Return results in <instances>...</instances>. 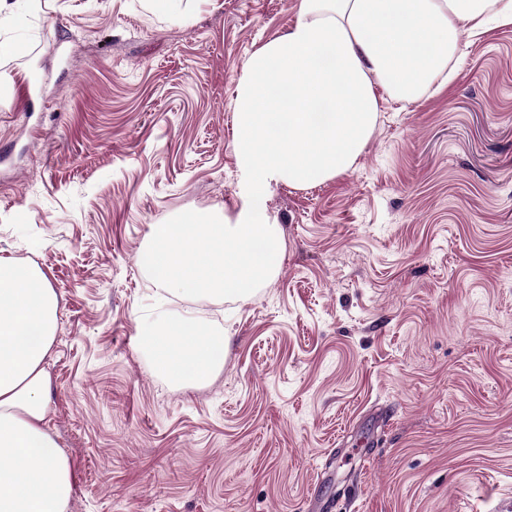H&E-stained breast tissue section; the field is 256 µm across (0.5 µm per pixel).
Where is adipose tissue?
I'll use <instances>...</instances> for the list:
<instances>
[{"label":"adipose tissue","mask_w":512,"mask_h":512,"mask_svg":"<svg viewBox=\"0 0 512 512\" xmlns=\"http://www.w3.org/2000/svg\"><path fill=\"white\" fill-rule=\"evenodd\" d=\"M512 24V0H299L298 17L246 60L233 114L242 174L234 217L155 224L145 254L158 288L244 300L280 270L284 240L258 202L274 184L308 187L350 170L374 133L378 95L413 102L445 85L462 31ZM57 296L31 267L0 261V512H67L73 474L47 429L43 362ZM156 371L206 384L230 338L193 316L145 338Z\"/></svg>","instance_id":"adipose-tissue-1"}]
</instances>
